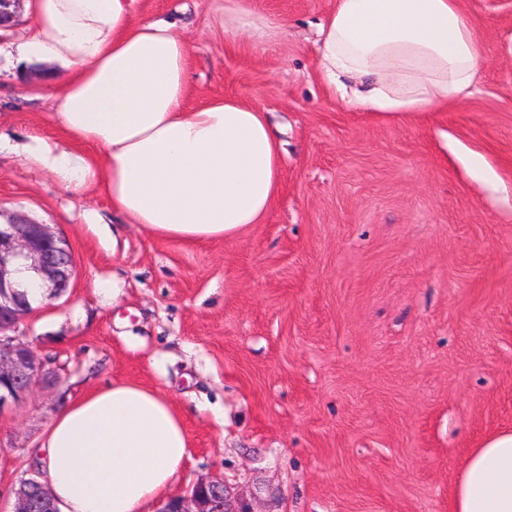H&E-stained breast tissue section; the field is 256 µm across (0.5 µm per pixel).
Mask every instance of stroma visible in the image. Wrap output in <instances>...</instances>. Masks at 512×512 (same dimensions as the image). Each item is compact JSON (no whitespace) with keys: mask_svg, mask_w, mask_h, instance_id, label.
<instances>
[{"mask_svg":"<svg viewBox=\"0 0 512 512\" xmlns=\"http://www.w3.org/2000/svg\"><path fill=\"white\" fill-rule=\"evenodd\" d=\"M225 2L139 0L137 17L189 42L188 107L234 96L279 130L263 223L228 242L152 237L0 152V214L52 225L76 267L19 325L57 382L0 412V506L68 403L127 381L184 419L171 495L217 475L257 512H448L468 449L512 429V0H462L477 89L420 118L328 92L318 25L336 0H244L281 32L243 41ZM34 25L20 0L0 30V137L65 147L51 112L66 75L18 53Z\"/></svg>","mask_w":512,"mask_h":512,"instance_id":"35a3bbf8","label":"stroma"}]
</instances>
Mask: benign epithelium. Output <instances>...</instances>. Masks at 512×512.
I'll list each match as a JSON object with an SVG mask.
<instances>
[{"label":"benign epithelium","instance_id":"obj_1","mask_svg":"<svg viewBox=\"0 0 512 512\" xmlns=\"http://www.w3.org/2000/svg\"><path fill=\"white\" fill-rule=\"evenodd\" d=\"M23 269L46 283V299L64 293L75 275L71 252L50 225L14 214L0 221V410L27 398L37 382L53 378L50 360L38 357L18 335L21 318L31 310L28 291L17 281ZM42 478L37 468L20 478L10 512H56ZM159 512H254V508L251 499L233 492L223 478L212 477L197 481L186 495L167 500Z\"/></svg>","mask_w":512,"mask_h":512}]
</instances>
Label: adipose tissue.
Instances as JSON below:
<instances>
[{"instance_id": "1", "label": "adipose tissue", "mask_w": 512, "mask_h": 512, "mask_svg": "<svg viewBox=\"0 0 512 512\" xmlns=\"http://www.w3.org/2000/svg\"><path fill=\"white\" fill-rule=\"evenodd\" d=\"M138 0H34L29 60L67 70L53 117L84 154L38 139L22 152L74 193L107 196L122 223L183 244L263 223L281 152L263 112L237 98L187 108L191 48L174 22L135 21ZM481 48L459 0H336L319 69L359 112L419 117L470 95ZM189 439L158 389L115 382L64 407L42 445L57 512H147ZM450 512H512V430L471 449Z\"/></svg>"}]
</instances>
